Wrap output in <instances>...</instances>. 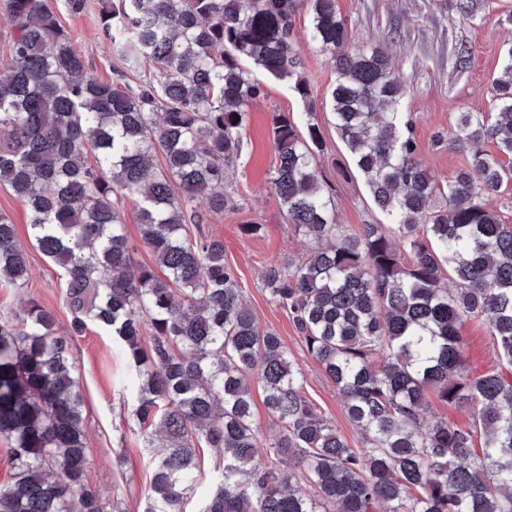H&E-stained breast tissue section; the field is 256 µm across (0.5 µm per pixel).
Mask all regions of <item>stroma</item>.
Instances as JSON below:
<instances>
[{
    "mask_svg": "<svg viewBox=\"0 0 512 512\" xmlns=\"http://www.w3.org/2000/svg\"><path fill=\"white\" fill-rule=\"evenodd\" d=\"M46 2L70 32L75 50L92 63L94 74L111 80L112 47L99 35L94 15L70 14L65 0ZM337 7L348 22L352 42L388 45L395 65L411 86L403 109L417 117L419 157L440 182L452 179L464 165V156L432 147L431 139L436 132L451 130L455 113L492 111L494 80L503 68L502 45L512 39V26L506 21L512 14V0H482L481 9L469 19L458 16L453 0H337ZM308 25L307 12H299L293 37L310 78L312 96L318 101L333 83L334 73L329 61L311 47ZM462 44L470 46L473 54L467 68L460 70L455 65V51ZM265 87L264 96L249 109L242 131L243 152L226 168L237 206L221 214L207 212L202 202L197 209L203 214L204 231L223 238L224 261L235 270L243 300L260 329L276 332L302 369L307 398L352 447L362 448L364 436L347 418L335 386L307 354L291 319L270 301L260 280L268 263L303 259L311 248L310 242L286 223L269 188L275 163L273 117L280 112L301 116L307 105L289 82L269 79ZM315 118L325 143L320 166L333 186L339 223L355 228L384 222L362 176L353 169L330 114L320 110ZM0 213L14 222L20 243L28 245L31 269L27 287L0 286V311L18 312L24 301L33 297L55 312L60 333L72 337L73 373L86 415L89 487L98 495L102 512H144L152 451L143 445L132 416L136 395L133 369L119 344L96 326L73 333L63 299L64 272L30 247L25 207L3 185ZM245 224L261 225L262 231L256 236L244 234L241 227ZM460 334L471 374L503 369L481 321H465Z\"/></svg>",
    "mask_w": 512,
    "mask_h": 512,
    "instance_id": "35a3bbf8",
    "label": "stroma"
}]
</instances>
